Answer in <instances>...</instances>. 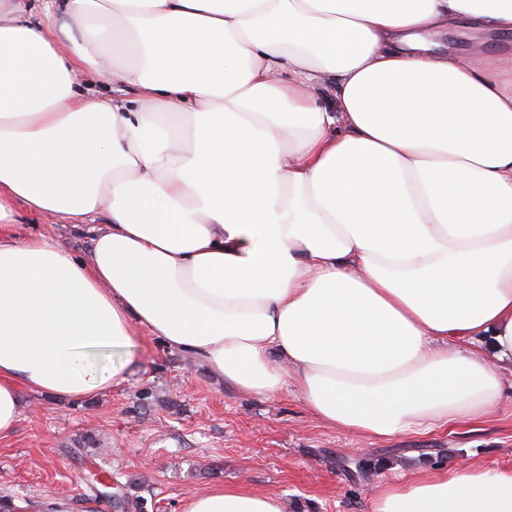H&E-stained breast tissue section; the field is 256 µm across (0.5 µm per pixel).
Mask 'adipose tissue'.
Masks as SVG:
<instances>
[{
	"label": "adipose tissue",
	"instance_id": "1",
	"mask_svg": "<svg viewBox=\"0 0 512 512\" xmlns=\"http://www.w3.org/2000/svg\"><path fill=\"white\" fill-rule=\"evenodd\" d=\"M457 30L496 42L512 0H0V439L21 390L123 386L139 336L359 437L496 409L512 56L432 50ZM22 208L87 256L21 235ZM371 509L512 512V469L420 473ZM185 512L283 508L218 486ZM22 214H19L23 222L19 224H32L25 225L22 231L29 233L34 231L35 227H38L40 232H46L59 238L64 245L76 256H84L88 252L90 242L87 237L82 234L76 233L71 230L70 227H65L63 221L56 218H50L41 215L26 214L20 209Z\"/></svg>",
	"mask_w": 512,
	"mask_h": 512
}]
</instances>
